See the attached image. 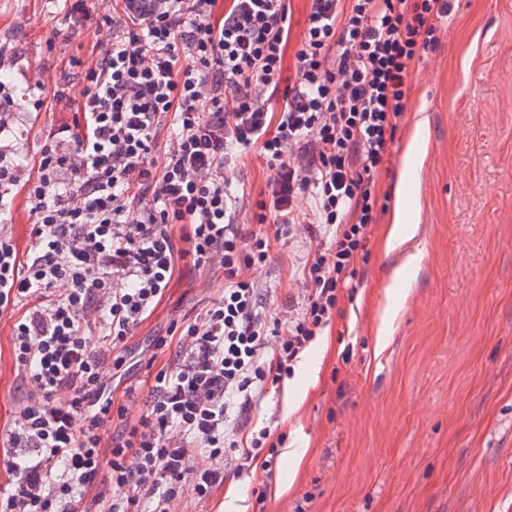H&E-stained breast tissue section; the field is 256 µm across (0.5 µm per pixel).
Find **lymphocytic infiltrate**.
<instances>
[{"instance_id":"obj_1","label":"lymphocytic infiltrate","mask_w":512,"mask_h":512,"mask_svg":"<svg viewBox=\"0 0 512 512\" xmlns=\"http://www.w3.org/2000/svg\"><path fill=\"white\" fill-rule=\"evenodd\" d=\"M55 3L72 31L97 14L112 36L80 60L78 96L37 75L19 94L0 82L5 103L68 113L39 130L27 178L0 151V317L24 392L18 425L0 434L10 485L0 512H178L254 461L272 468L284 439L250 414L370 256L409 79L439 48L453 4L309 0L296 35L287 0ZM232 148L257 153L268 172L259 228L246 234ZM18 196L37 243L24 255L7 232ZM267 223L280 235L299 224L329 234L299 274V307L263 308L253 274L269 258ZM187 270L220 271L224 288L153 336V354L175 355L130 419L134 333ZM103 470L108 498L90 493Z\"/></svg>"}]
</instances>
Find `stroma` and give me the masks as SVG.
<instances>
[{
	"label": "stroma",
	"instance_id": "35a3bbf8",
	"mask_svg": "<svg viewBox=\"0 0 512 512\" xmlns=\"http://www.w3.org/2000/svg\"><path fill=\"white\" fill-rule=\"evenodd\" d=\"M110 37L100 17L75 36L48 0H0V74L14 84L37 70L78 95L73 59ZM441 40L413 75L382 176L391 199L357 294L255 418L305 454L278 457L263 509L247 483L234 482L207 512H512V0H454ZM62 112L10 107L0 142L36 152L39 140L24 129L50 127ZM237 169L246 193L238 222L248 232L266 167L251 153ZM399 216L416 232L386 248ZM309 248L301 228L274 241L255 274L267 309L296 303L294 272ZM223 286V277L206 287L184 273L137 340L165 334ZM9 333L0 321V429L18 422L23 397Z\"/></svg>",
	"mask_w": 512,
	"mask_h": 512
}]
</instances>
